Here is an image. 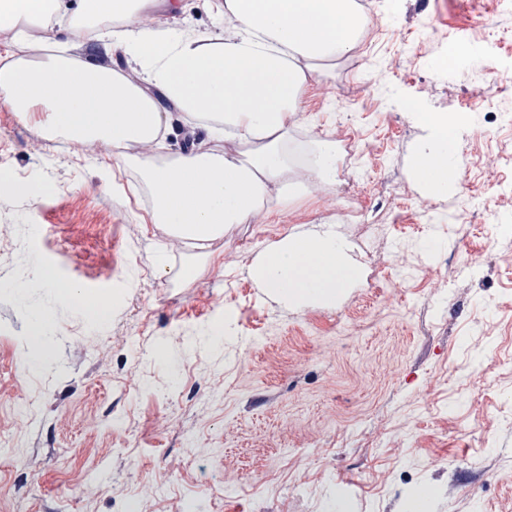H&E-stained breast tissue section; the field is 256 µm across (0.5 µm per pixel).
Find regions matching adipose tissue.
I'll return each instance as SVG.
<instances>
[{
	"mask_svg": "<svg viewBox=\"0 0 512 512\" xmlns=\"http://www.w3.org/2000/svg\"><path fill=\"white\" fill-rule=\"evenodd\" d=\"M205 3L212 31L173 34L144 25L152 0H80L86 42H107L137 57L141 70L132 79L57 54L39 64L19 59L0 68V105L24 119L39 107L52 131L110 141L115 165L135 167L155 191L153 223L198 248L223 237L226 225L286 205L310 181L335 183V143L316 138L304 147L292 131L313 74L350 53L365 25L354 0ZM68 10L64 0H0V24L12 26L15 42L22 43L25 22L62 18ZM62 77L71 95L60 104L51 89ZM171 105L213 137L239 142L241 151H189L166 163L127 155L129 143L150 144L167 132ZM413 116L426 138L414 153L412 176L428 194H447L448 170L458 164L459 121L419 108ZM274 186L279 194L273 198ZM35 272L44 288L82 315L107 320L101 294L60 280L44 263H36ZM354 275L343 242L329 231L283 238L254 269L260 287L284 301L335 298Z\"/></svg>",
	"mask_w": 512,
	"mask_h": 512,
	"instance_id": "1",
	"label": "adipose tissue"
}]
</instances>
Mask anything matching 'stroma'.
Returning <instances> with one entry per match:
<instances>
[{
    "label": "stroma",
    "mask_w": 512,
    "mask_h": 512,
    "mask_svg": "<svg viewBox=\"0 0 512 512\" xmlns=\"http://www.w3.org/2000/svg\"><path fill=\"white\" fill-rule=\"evenodd\" d=\"M185 2L156 24L211 30L204 0ZM367 2L382 30L315 74L295 131H344L335 185L229 225L205 264L150 223L134 168L106 176L111 143L52 137L45 113L0 106V177L34 190L0 193V512H409L422 484L430 512H512V16ZM40 28L23 50L0 28V59L84 56L77 27L53 41ZM481 91L493 113L464 107ZM411 102L466 121L467 183L427 214ZM191 147L239 145L172 111L159 156ZM489 152L502 156L493 184ZM306 231L334 232L358 270L335 300L291 304L253 277L270 245ZM36 259L103 293L107 321L42 288ZM36 306L54 317L52 357L33 368Z\"/></svg>",
    "instance_id": "35a3bbf8"
}]
</instances>
